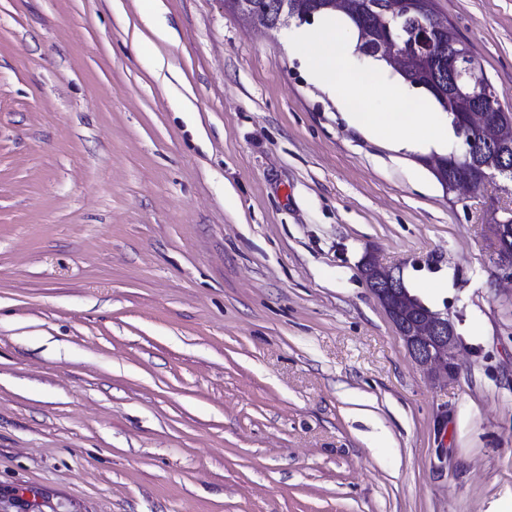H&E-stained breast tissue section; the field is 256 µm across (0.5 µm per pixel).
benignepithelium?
I'll return each mask as SVG.
<instances>
[{"label":"benign epithelium","mask_w":512,"mask_h":512,"mask_svg":"<svg viewBox=\"0 0 512 512\" xmlns=\"http://www.w3.org/2000/svg\"><path fill=\"white\" fill-rule=\"evenodd\" d=\"M312 4L313 0H281L275 18L268 21L258 18L264 11L263 4L258 2L253 6V21L266 30H280L292 22L297 25L306 21L312 23ZM405 11L417 14L419 21V28L408 43L401 42L395 24ZM378 20L380 38L358 48L357 53L364 58L383 61L401 73L412 71L418 57L432 51L437 42L449 34L446 19L429 0H387L384 14L378 16ZM454 70L453 92L446 104L449 111L461 117L460 137L448 154L423 159L453 193L465 187L482 186L512 170L506 166L507 157L501 155L482 166L474 178L447 176V164H468L480 156L493 155L499 139L512 137V123H506L497 112L496 89L487 79L478 76L482 68L474 53L458 52ZM504 214L505 217L494 224L499 244L512 237V210L508 209ZM362 268L367 287L384 307L415 363L436 379L457 377L460 371L456 357L459 337L453 322L443 313L417 301L404 287L400 273L384 269L374 253L365 254Z\"/></svg>","instance_id":"1"}]
</instances>
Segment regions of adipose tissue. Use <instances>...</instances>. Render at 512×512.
I'll use <instances>...</instances> for the list:
<instances>
[{
  "label": "adipose tissue",
  "instance_id": "adipose-tissue-1",
  "mask_svg": "<svg viewBox=\"0 0 512 512\" xmlns=\"http://www.w3.org/2000/svg\"><path fill=\"white\" fill-rule=\"evenodd\" d=\"M349 23L340 15L318 20L316 33L295 30L310 77L335 90L352 122L371 136L400 148H440L453 136L452 128L430 96H412L399 78H388L377 65L355 66L350 57Z\"/></svg>",
  "mask_w": 512,
  "mask_h": 512
}]
</instances>
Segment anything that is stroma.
Wrapping results in <instances>:
<instances>
[{
	"instance_id": "stroma-1",
	"label": "stroma",
	"mask_w": 512,
	"mask_h": 512,
	"mask_svg": "<svg viewBox=\"0 0 512 512\" xmlns=\"http://www.w3.org/2000/svg\"><path fill=\"white\" fill-rule=\"evenodd\" d=\"M162 3L153 45L137 0H0V512H504L512 194L446 193L287 30ZM438 10L512 107V0ZM369 250L454 322L456 379ZM506 215L503 219L497 220L496 224H492L494 227V234L498 243V251H497V272L496 276L501 278H508L512 281V257L510 252L508 254L500 253L499 245L500 243L507 242L509 238L512 236V224L511 223V214L512 210L508 209L504 211ZM362 268L367 287L384 307L415 363L436 379L457 377L459 337L453 322L417 301L404 287L400 273L385 270L374 253L365 254Z\"/></svg>"
}]
</instances>
